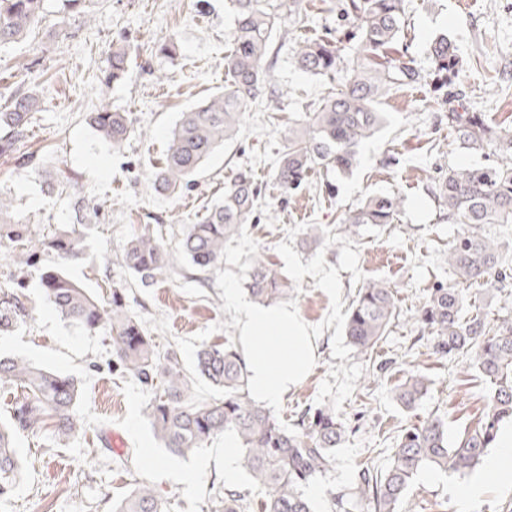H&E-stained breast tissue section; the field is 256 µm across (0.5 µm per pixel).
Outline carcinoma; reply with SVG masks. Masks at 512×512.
Wrapping results in <instances>:
<instances>
[{
    "mask_svg": "<svg viewBox=\"0 0 512 512\" xmlns=\"http://www.w3.org/2000/svg\"><path fill=\"white\" fill-rule=\"evenodd\" d=\"M44 0H0V48L17 43L43 20ZM234 32L224 55V90L181 114L173 131L164 166L155 175L158 187L174 194L193 181L214 151L235 135L244 110L260 88L272 83L268 53L281 21L282 4L276 0H229ZM340 16L356 23L359 45L351 68L343 66L340 49L322 38L299 42L292 53L298 70L328 83L321 102L309 110L303 126L288 129L275 172L284 193L299 190L317 168L348 173L357 163L359 148L381 128L384 113L376 104L382 93L426 85L448 124L456 131L461 148L470 152L494 149L501 161L492 165L450 166L434 191L448 220L459 230L448 247V266L457 282L472 284L494 279L512 280V245L477 232L480 224H512V127L485 124L470 109L464 95L454 90L461 61L442 35L430 45L433 69L426 73L399 48L405 23L404 0H343ZM125 50L112 51L105 82H115L126 71ZM343 80H337L339 73ZM41 95L32 88L12 97L0 110V156L13 151L26 136ZM99 138L121 147L134 132L130 117L103 107L88 116ZM252 170L240 168L224 187V198L187 229L177 252H171L150 224H141L123 250L129 271L144 278L162 279L177 258L194 270L206 272L224 261V248L252 222L260 201ZM402 211L395 194L368 197L346 211L338 235L353 238L364 226L394 223ZM85 234L73 225L57 226L36 234L0 194V243L14 247L20 265H30L32 248L39 246L63 260H76L83 251ZM250 299L274 306L288 294L290 283L276 266L262 257L251 258L244 273ZM44 292L56 311L89 332L110 330L112 369L132 374L154 396L146 415L162 447L174 457H185L230 433L239 443V465L257 485L266 489L262 512H314L305 488L328 475L336 464V448L345 440V426L331 408L306 411L292 427L281 425L271 412L250 395L242 355L232 340L224 345L203 344L196 352L195 374L223 391L224 396L200 400L193 394L194 378L181 363L179 350L160 355L140 321L125 304L124 288L112 285V301L104 306L87 289L54 270L42 278ZM463 289H432L417 312L416 321L430 336L436 353L450 358L465 356L488 385L487 407L473 427L448 441V422L436 415L407 430L399 439L388 467L377 471L365 463L348 492L333 497L336 512H399L414 480L425 468L445 474H464L488 456L500 425L512 420V322L491 327L479 315H464ZM28 310L16 291L0 289V332L26 320ZM394 290L379 280L366 282L347 314L345 335L361 350L373 348L395 320ZM0 383L23 390L9 418L0 420V498L14 489L20 471L15 439L22 432L44 427L60 439L82 428L76 413L78 386L66 375L22 358H0ZM429 380L412 373L392 390L395 403L411 410L427 394ZM247 494H224V512H246ZM114 512H168L167 502L147 485L126 496Z\"/></svg>",
    "mask_w": 512,
    "mask_h": 512,
    "instance_id": "obj_1",
    "label": "carcinoma"
}]
</instances>
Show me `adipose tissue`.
Returning <instances> with one entry per match:
<instances>
[{
  "label": "adipose tissue",
  "mask_w": 512,
  "mask_h": 512,
  "mask_svg": "<svg viewBox=\"0 0 512 512\" xmlns=\"http://www.w3.org/2000/svg\"><path fill=\"white\" fill-rule=\"evenodd\" d=\"M239 324L250 390L257 403L274 406L310 370L313 337L298 314L284 307L243 306Z\"/></svg>",
  "instance_id": "ef3b65f1"
}]
</instances>
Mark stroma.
I'll list each match as a JSON object with an SVG mask.
<instances>
[{"label": "stroma", "instance_id": "1", "mask_svg": "<svg viewBox=\"0 0 512 512\" xmlns=\"http://www.w3.org/2000/svg\"><path fill=\"white\" fill-rule=\"evenodd\" d=\"M303 3L307 19L282 23L270 47L279 96L261 90L236 137L174 195L157 194L153 176L181 113L224 88V55L234 28L224 0H85L79 14L66 0H44L41 27L0 50V106L33 85L42 97V110L19 148L28 163L0 156V192L36 228L77 223L82 200L97 209L75 261L41 251L31 265H20L13 248L0 244V285L17 288L29 312L26 323L0 332V356H20L73 377L83 421L82 430L63 441L44 429L18 437L22 474L0 500V512H113V504L141 484L168 501L169 512L223 509V438L183 459L160 448L145 413L150 392L133 376L113 372L108 328L87 333L55 310L40 283L51 268L62 269L106 304L110 285L124 286L128 310L158 351L177 346L190 371L202 343L238 336L240 310L250 301L241 284L249 257L258 252L274 260L293 286L285 305L307 325L317 356L307 379L271 413L289 426L302 411L330 406L347 428L329 481L306 489L316 512H335L332 495L348 486L361 463L385 469L410 425L436 414L447 419L453 438L483 415L486 389L467 358L435 353L414 317L432 288L456 282L448 267L455 226L434 197L435 179L448 166L491 164L497 156L461 149L447 113L427 87L414 86L379 98V111L391 121L362 144L350 173L320 168L306 186L283 195L274 175L283 140L325 91L317 78L295 69L292 50L305 39L338 38L348 61L357 46L354 22L338 20L337 0ZM405 5L401 42L417 66L430 70L429 44L448 36L462 64L456 89L486 124H511L512 89L501 85L512 80V0ZM168 39L176 45L169 54L160 50ZM117 45L129 52L128 71L120 81L102 84ZM105 105L135 120L136 131L121 148L101 142L85 119ZM243 165L254 169L262 206L255 223L225 247L222 264L200 280L179 264L167 278L148 283L123 266V246L137 225L153 220L164 244L177 249L185 225L223 198L225 184ZM62 177L68 180L64 191L48 192L47 181ZM380 193L404 197L397 221L339 238L341 214ZM309 224L323 225L320 245L306 241ZM373 279L394 289L398 316L375 348L362 352L345 336V311ZM413 371L430 385L423 400L405 411L391 391ZM204 459L209 465L192 483L175 477V470ZM471 481L483 487L471 512H512V490L503 489L484 464L466 475L422 472L400 512H457L449 488Z\"/></svg>", "mask_w": 512, "mask_h": 512}]
</instances>
